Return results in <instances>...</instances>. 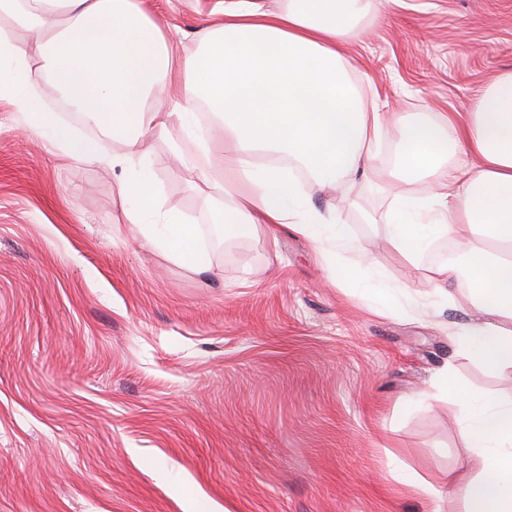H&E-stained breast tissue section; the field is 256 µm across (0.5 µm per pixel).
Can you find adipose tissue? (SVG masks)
<instances>
[{"mask_svg":"<svg viewBox=\"0 0 512 512\" xmlns=\"http://www.w3.org/2000/svg\"><path fill=\"white\" fill-rule=\"evenodd\" d=\"M369 0H220L204 29L205 49L173 68L176 51L141 0H0V90L18 77L51 82L90 124L121 140L116 164L135 167L137 133L152 127L178 133L200 100L225 115L227 155L199 140L192 160L204 181L220 184L225 200L216 211L219 234L252 237L292 225L311 240L327 266L346 282L370 291L383 308L400 307V290L375 275L373 264L347 267L355 251L338 216L305 201L296 181L277 167L255 164L257 153L288 154L310 187L343 185L363 170L387 134L390 113L368 111L349 80L343 50L361 32ZM36 37L15 40V29ZM21 101L32 115L26 129L43 132L67 155L100 160L95 142L73 137L55 113L35 98ZM397 163L424 181L417 197H398L388 233L410 263L420 243L449 237L461 245L458 260L443 269L464 289L483 320L458 330L466 353L484 369L512 368V71L503 72L477 96L471 112L399 124ZM462 153L445 168L448 149ZM128 200L127 223L170 258L197 271L209 267L192 225L176 215L163 228L144 223L155 187L146 175L120 183ZM451 370L434 383L461 403L458 431L480 462L466 491L465 512H512V403L464 389H450Z\"/></svg>","mask_w":512,"mask_h":512,"instance_id":"ef3b65f1","label":"adipose tissue"}]
</instances>
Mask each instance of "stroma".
<instances>
[{
	"label": "stroma",
	"mask_w": 512,
	"mask_h": 512,
	"mask_svg": "<svg viewBox=\"0 0 512 512\" xmlns=\"http://www.w3.org/2000/svg\"><path fill=\"white\" fill-rule=\"evenodd\" d=\"M212 3L142 7L183 57ZM363 25L344 56L383 112L461 118L512 70V0H371ZM36 98L74 137L124 153L57 112L49 81ZM25 118L0 92V512H429L400 472L464 512L476 469L460 406L432 381L449 368L512 402V369L485 371L449 334L481 319L456 283L435 294L454 240L412 265L386 242L392 196L362 182L310 194L402 302L420 296L416 316L337 280L287 228L209 244L198 274L126 223L127 171L62 157ZM139 151L158 212L208 240L219 194L169 136L142 129Z\"/></svg>",
	"instance_id": "stroma-1"
}]
</instances>
